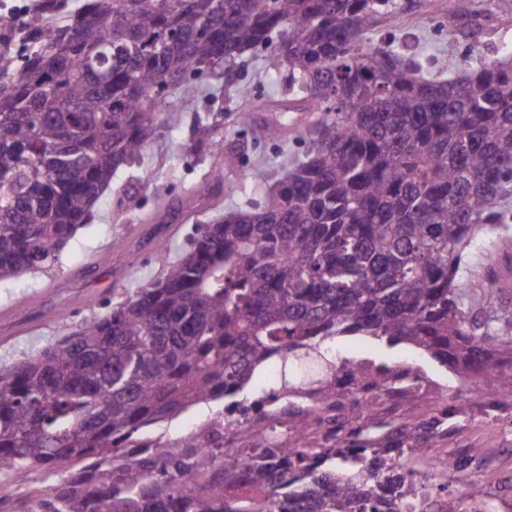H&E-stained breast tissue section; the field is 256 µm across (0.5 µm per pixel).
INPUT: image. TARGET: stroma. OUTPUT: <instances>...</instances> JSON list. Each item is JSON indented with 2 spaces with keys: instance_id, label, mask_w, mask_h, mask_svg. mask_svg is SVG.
<instances>
[{
  "instance_id": "1",
  "label": "stroma",
  "mask_w": 512,
  "mask_h": 512,
  "mask_svg": "<svg viewBox=\"0 0 512 512\" xmlns=\"http://www.w3.org/2000/svg\"><path fill=\"white\" fill-rule=\"evenodd\" d=\"M443 2L400 0L395 17L368 22L366 37L403 47L423 63L427 76L440 79L447 78L449 70L495 58L500 43L512 39V0H457L451 22L442 16ZM452 42L458 46L453 57L447 50ZM243 83L260 102L289 94L284 69L264 50L249 60ZM266 118L258 112L245 131L224 129V151L219 155L189 150L184 134L175 130L150 141L135 163L116 174L93 218L49 268L0 280V362L38 353L81 319L106 312L128 291L158 279L161 267L153 251L154 232H161L175 259L218 213L253 202L255 176L284 172L290 156L303 153L311 123L310 117H303L289 128L285 140L272 142L264 137ZM215 169L224 176L218 209H180L188 191ZM118 241L125 243V250H115ZM331 348L337 360L368 370L409 366L419 375L415 390L387 401L384 419L409 410L426 417L449 405H464L462 435L437 443L432 452L444 456L468 451L475 459L476 475L498 502L496 512H512V506L501 500L504 480H512V427L506 425L512 411L489 419L471 395L477 378L462 379L423 350L384 338L339 336Z\"/></svg>"
}]
</instances>
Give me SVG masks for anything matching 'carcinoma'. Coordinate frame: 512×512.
Segmentation results:
<instances>
[{
	"label": "carcinoma",
	"instance_id": "carcinoma-1",
	"mask_svg": "<svg viewBox=\"0 0 512 512\" xmlns=\"http://www.w3.org/2000/svg\"><path fill=\"white\" fill-rule=\"evenodd\" d=\"M0 51V279L40 270L92 218L118 170L162 124L192 149L221 143L217 114L194 112L224 58L233 83L262 48L287 71L293 112H315L306 151L258 201L205 226L163 274L38 354L0 363V465L41 470L45 487L0 512H484L469 463L450 458L427 491L408 477L432 443L463 431L464 409L415 416L389 448L338 415L358 386L392 393L390 370L328 359L336 336L406 342L465 379L488 408L512 371V250L479 279L465 251L512 217V41L448 80L405 52L365 40L396 0H31ZM249 88L234 124L251 122ZM223 174L192 190L208 200ZM318 362L310 392L326 437L288 410L278 442L239 448L204 421L168 441L144 430L237 394L260 364Z\"/></svg>",
	"mask_w": 512,
	"mask_h": 512
}]
</instances>
